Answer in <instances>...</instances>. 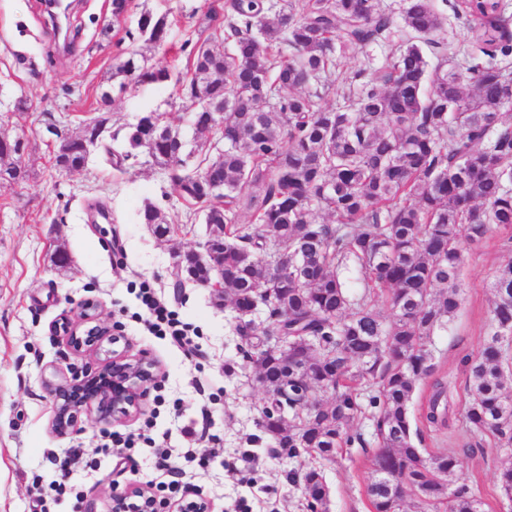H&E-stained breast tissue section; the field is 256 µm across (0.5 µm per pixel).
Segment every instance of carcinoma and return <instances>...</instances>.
<instances>
[{
  "instance_id": "obj_1",
  "label": "carcinoma",
  "mask_w": 512,
  "mask_h": 512,
  "mask_svg": "<svg viewBox=\"0 0 512 512\" xmlns=\"http://www.w3.org/2000/svg\"><path fill=\"white\" fill-rule=\"evenodd\" d=\"M455 13L482 17L472 49L448 57L437 39L445 16L435 0H401L399 21L378 0H224L221 36L195 43L188 71L176 80L195 109L224 104V130L193 119L191 145L178 146L144 114L124 144L106 148L119 166L145 151L164 168L188 208L210 224L224 264L216 306L242 317L255 308L266 326L237 324L244 360L263 375L265 403L256 426L271 452L332 460L366 446L349 431L368 418L377 439L367 487L371 512H485L460 475L453 451L415 444L410 405L422 383L431 395L428 426L448 424V386L434 376L431 336L459 307L458 280L468 248L493 225L512 226V36L501 0H455ZM405 38L382 67L342 76L343 103L319 106L322 75L339 59ZM138 34L152 42L166 17L144 12ZM296 51L281 55L280 47ZM169 81L166 69L119 61L122 91ZM224 138V151L210 155ZM24 145L0 146V170L16 167ZM80 146L56 143L55 166L83 168ZM246 213L250 223H239ZM141 222L168 234L161 208L146 201ZM288 264V276L273 270ZM355 268L362 292L349 293ZM489 332L468 368L463 418L498 445L497 478L512 500V260L491 284ZM393 311L386 320L375 302ZM288 336V358L268 353L272 336ZM307 512H327L320 468L288 472Z\"/></svg>"
}]
</instances>
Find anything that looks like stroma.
Wrapping results in <instances>:
<instances>
[{
  "mask_svg": "<svg viewBox=\"0 0 512 512\" xmlns=\"http://www.w3.org/2000/svg\"><path fill=\"white\" fill-rule=\"evenodd\" d=\"M224 0H131L122 19L112 16V0H75L69 26L71 47L58 49L53 26L40 0H0V136L25 145L23 180L0 183V512H109L113 493L139 486L155 490L162 475L154 448L189 450L209 457L206 467L187 462L178 480L182 493L207 499L212 512H301V492L289 470L312 465L310 456L288 460L270 454V441H256V420L264 395L256 369L241 353L236 314L215 307L209 289L193 282L174 288L170 278L174 248H194L206 237L199 214L174 192L167 171L147 154L115 169L103 150L94 151L76 173L57 171L48 124L78 130L82 121L104 115L109 135L124 137L143 113L160 111L185 137H192L190 102L173 84L132 85L99 111L102 91L112 87L115 63L130 51L151 68L177 72L189 61V41L208 37L206 13ZM167 16L163 43L130 38L141 13ZM28 111L14 107L18 98ZM157 203L179 226L170 240L158 239L142 224L145 201ZM66 246L71 262L57 270L50 256ZM512 257V229L491 227L466 255L461 304L447 327L436 330L431 350L436 376L447 379L451 404L447 428L421 422L428 386L416 389L411 414L418 420L422 447L455 450L463 477L484 499L488 512H512L497 483L493 440L466 431L461 412L467 397L466 360L488 333L490 285ZM150 282L180 318L199 332L196 355L152 336L136 321L137 292ZM102 304L105 325H118L129 355L158 359L163 374L148 391L141 414L109 426L80 417L75 433L51 429L53 397L48 380L68 368L93 372L95 354L72 353L57 332L76 321L86 298ZM149 428L155 447L100 450L103 435H126ZM351 432L367 445L321 462L330 489L329 512H370L367 486L376 440L369 421ZM72 448L82 462L61 478L57 462Z\"/></svg>",
  "mask_w": 512,
  "mask_h": 512,
  "instance_id": "obj_1",
  "label": "stroma"
}]
</instances>
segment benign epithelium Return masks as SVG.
<instances>
[{"label":"benign epithelium","instance_id":"1","mask_svg":"<svg viewBox=\"0 0 512 512\" xmlns=\"http://www.w3.org/2000/svg\"><path fill=\"white\" fill-rule=\"evenodd\" d=\"M76 132H63L56 126L47 130L55 140L81 138L86 150L105 137V122L95 123ZM100 303L89 298L80 308L79 323L64 326L67 346L74 353L92 349L103 355L100 367L92 375L72 372L50 385L54 400L53 431L64 436L74 431L78 417L86 415L98 424H110L136 416L143 410L148 386L161 376L157 360L147 355L132 358L121 347L118 331L101 322ZM177 512H211L210 503L202 498L182 499L176 504ZM163 505L149 490L131 487L112 496L110 512H161Z\"/></svg>","mask_w":512,"mask_h":512}]
</instances>
